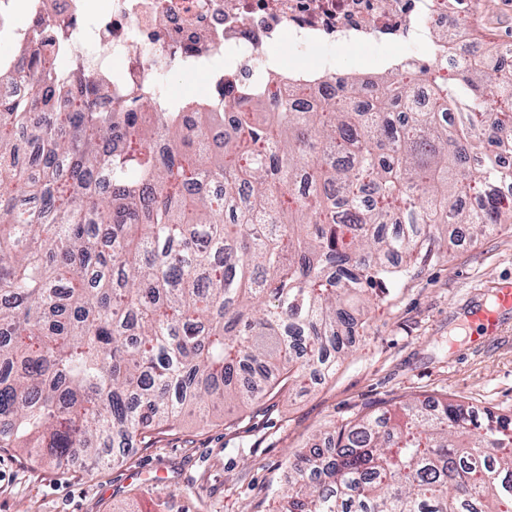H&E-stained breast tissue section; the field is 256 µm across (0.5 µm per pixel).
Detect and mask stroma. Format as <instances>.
<instances>
[{
    "label": "stroma",
    "mask_w": 512,
    "mask_h": 512,
    "mask_svg": "<svg viewBox=\"0 0 512 512\" xmlns=\"http://www.w3.org/2000/svg\"><path fill=\"white\" fill-rule=\"evenodd\" d=\"M471 25L512 43V0H484ZM512 280V224L462 241L405 278L370 314L331 378L133 442L103 467L41 461L0 448V512H272L289 453L322 444L334 426L411 395H448L512 413V312L484 345L464 321Z\"/></svg>",
    "instance_id": "35a3bbf8"
}]
</instances>
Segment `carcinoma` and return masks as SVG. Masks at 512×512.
<instances>
[{
	"label": "carcinoma",
	"mask_w": 512,
	"mask_h": 512,
	"mask_svg": "<svg viewBox=\"0 0 512 512\" xmlns=\"http://www.w3.org/2000/svg\"><path fill=\"white\" fill-rule=\"evenodd\" d=\"M14 72L34 94L0 98V448L31 458L103 463L187 411L330 377L372 302L512 220L494 66L151 122L37 44ZM286 468L277 512H512V415L415 396Z\"/></svg>",
	"instance_id": "obj_1"
}]
</instances>
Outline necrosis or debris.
<instances>
[{"mask_svg":"<svg viewBox=\"0 0 512 512\" xmlns=\"http://www.w3.org/2000/svg\"><path fill=\"white\" fill-rule=\"evenodd\" d=\"M26 4L30 23L14 16ZM459 0H0V40L27 51L35 38L68 42L71 60L105 77L112 109L120 112L131 90L170 99L164 78L173 67L205 73L208 92L200 112L220 111L240 90L278 104L299 87L334 83L330 51L336 47L398 48L411 62L420 38L434 41L428 59L447 70L474 34L456 23ZM325 49L315 64L278 72L268 65L274 50L304 56Z\"/></svg>","mask_w":512,"mask_h":512,"instance_id":"1","label":"necrosis or debris"}]
</instances>
